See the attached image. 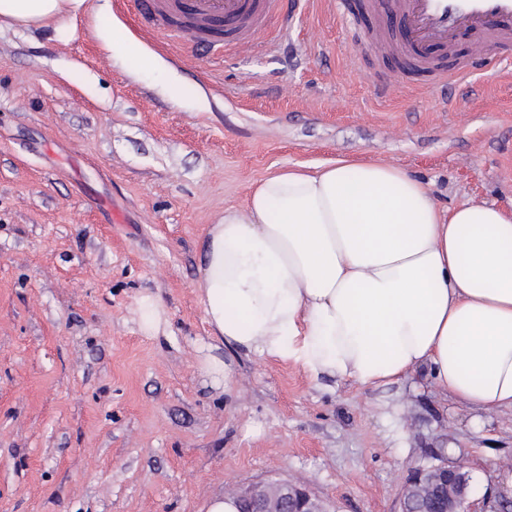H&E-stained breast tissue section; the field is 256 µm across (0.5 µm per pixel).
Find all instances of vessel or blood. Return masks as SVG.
Masks as SVG:
<instances>
[{
	"mask_svg": "<svg viewBox=\"0 0 512 512\" xmlns=\"http://www.w3.org/2000/svg\"><path fill=\"white\" fill-rule=\"evenodd\" d=\"M301 0H145L144 10L167 18H185L214 36L212 49L225 42H253L274 26H290ZM402 27L398 34L375 32L367 43L378 56H396L453 84L470 80L474 60L496 47L501 64L512 61V0H391ZM469 40L470 57L455 64L446 54Z\"/></svg>",
	"mask_w": 512,
	"mask_h": 512,
	"instance_id": "vessel-or-blood-1",
	"label": "vessel or blood"
}]
</instances>
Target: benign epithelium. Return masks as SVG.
<instances>
[{"label": "benign epithelium", "mask_w": 512, "mask_h": 512, "mask_svg": "<svg viewBox=\"0 0 512 512\" xmlns=\"http://www.w3.org/2000/svg\"><path fill=\"white\" fill-rule=\"evenodd\" d=\"M238 512H332L306 488L269 482L242 488ZM401 512H471L470 483L460 466L446 462L413 471L403 493Z\"/></svg>", "instance_id": "benign-epithelium-1"}]
</instances>
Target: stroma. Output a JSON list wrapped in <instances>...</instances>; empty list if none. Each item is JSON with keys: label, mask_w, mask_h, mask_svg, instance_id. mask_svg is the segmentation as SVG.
I'll return each instance as SVG.
<instances>
[{"label": "stroma", "mask_w": 512, "mask_h": 512, "mask_svg": "<svg viewBox=\"0 0 512 512\" xmlns=\"http://www.w3.org/2000/svg\"><path fill=\"white\" fill-rule=\"evenodd\" d=\"M108 5L155 56L104 47ZM370 16L311 0L265 39L187 51L126 0L45 28L0 22V512H207L243 486H307L333 512H399L413 470L459 463L512 512V410L473 412L418 374L378 388L218 347L200 300L212 224L254 182L339 158L422 180L440 208L512 209V74L404 85L366 51ZM198 95L173 103V84ZM160 306L155 333L139 302Z\"/></svg>", "instance_id": "35a3bbf8"}]
</instances>
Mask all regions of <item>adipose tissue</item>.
Returning a JSON list of instances; mask_svg holds the SVG:
<instances>
[{"label": "adipose tissue", "instance_id": "obj_1", "mask_svg": "<svg viewBox=\"0 0 512 512\" xmlns=\"http://www.w3.org/2000/svg\"><path fill=\"white\" fill-rule=\"evenodd\" d=\"M83 3L0 0V17L47 26ZM200 272L224 345L372 388L423 369L471 410H512L510 210L442 209L380 162L288 168L212 225Z\"/></svg>", "mask_w": 512, "mask_h": 512}]
</instances>
